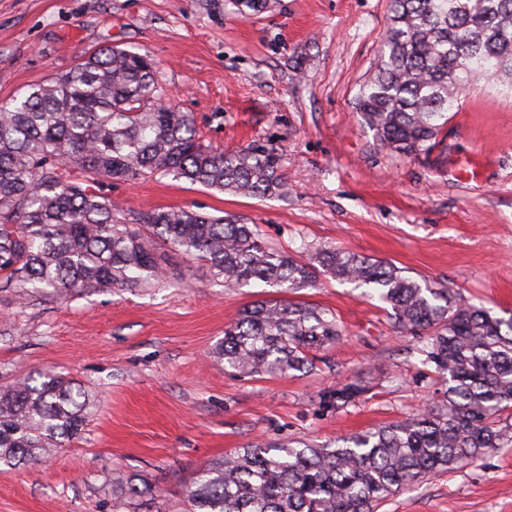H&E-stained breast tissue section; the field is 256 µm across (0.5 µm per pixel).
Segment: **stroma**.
<instances>
[{
    "label": "stroma",
    "mask_w": 512,
    "mask_h": 512,
    "mask_svg": "<svg viewBox=\"0 0 512 512\" xmlns=\"http://www.w3.org/2000/svg\"><path fill=\"white\" fill-rule=\"evenodd\" d=\"M388 0H270L243 16L225 0H0V103L111 43L149 53L205 143L282 155L284 194L244 198L171 175L113 181L127 221L158 208L233 216L280 250L333 247L512 313V88L459 95L439 144L380 147L356 112L384 47ZM166 281L66 299L0 292V384L52 369L88 391L83 434L42 464L0 471V512H112L118 484H152L153 512H178L199 468L262 443L325 444L437 404L434 374L376 301L320 277L290 293L335 312L347 337L306 374L242 377L213 352L238 314L277 289L214 284L204 265L158 245ZM340 408L323 394L353 379ZM376 512H512V446L425 478ZM365 391V385L361 384V381L355 380L325 394L322 397V403L326 407L342 406L354 401Z\"/></svg>",
    "instance_id": "obj_1"
}]
</instances>
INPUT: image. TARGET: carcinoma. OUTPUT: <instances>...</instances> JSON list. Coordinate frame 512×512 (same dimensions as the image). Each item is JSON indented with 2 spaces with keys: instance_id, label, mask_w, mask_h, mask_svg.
I'll list each match as a JSON object with an SVG mask.
<instances>
[{
  "instance_id": "cac0c4a2",
  "label": "carcinoma",
  "mask_w": 512,
  "mask_h": 512,
  "mask_svg": "<svg viewBox=\"0 0 512 512\" xmlns=\"http://www.w3.org/2000/svg\"><path fill=\"white\" fill-rule=\"evenodd\" d=\"M228 3L253 15L266 0ZM480 78L512 80V0H391L384 49L357 111L380 146L415 156L438 144L455 90ZM163 96L149 55L101 46L69 74L0 104V288L61 298L148 287L164 278L159 240L207 265L226 288L261 281L293 291L322 274L377 297L398 332L419 336L412 353L442 385L440 405L396 424L332 445L261 444L211 462L188 488L186 512H374L416 482L512 443V315L367 256L325 248L298 260L231 216L183 208L131 224L117 216L106 193L115 179L173 174L245 197L285 192L276 149L220 151ZM344 335L330 310L258 301L224 329L215 354L243 376L282 377L312 369L316 352ZM365 391L355 380L322 403L342 406ZM88 405L74 379L52 370L1 384L0 466L47 459L82 431ZM156 496L131 483L112 496V512Z\"/></svg>"
}]
</instances>
